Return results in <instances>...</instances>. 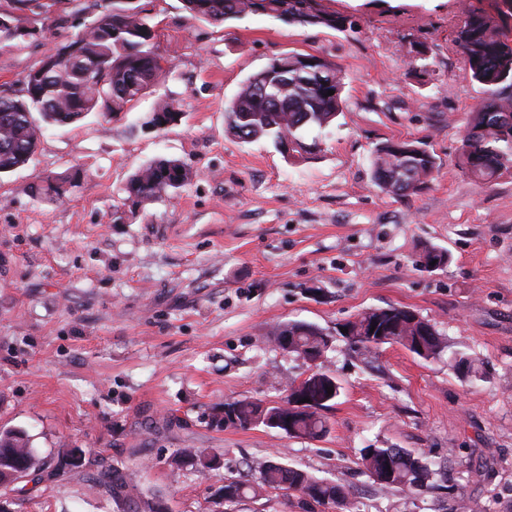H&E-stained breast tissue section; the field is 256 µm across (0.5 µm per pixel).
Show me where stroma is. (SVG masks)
<instances>
[{
    "instance_id": "obj_1",
    "label": "stroma",
    "mask_w": 512,
    "mask_h": 512,
    "mask_svg": "<svg viewBox=\"0 0 512 512\" xmlns=\"http://www.w3.org/2000/svg\"><path fill=\"white\" fill-rule=\"evenodd\" d=\"M467 0H323L355 33L249 15L214 25L183 0H152L166 84L111 118L48 128L29 163L0 176V430L24 432L41 471L0 488L6 512H127L99 481L127 463L164 512H224L225 480L271 457L353 487L359 512H512V174L483 186L459 165L470 112L483 102L453 42ZM104 0H55L30 11L35 31L0 50V90L53 44L71 39ZM285 53L340 69L343 110L297 156L226 132L242 84ZM175 101L178 121L148 124ZM423 141L437 167L427 186L386 194L371 178L376 146ZM189 178L130 209L128 178L159 159ZM70 168L59 202L31 184ZM450 259L430 271L426 248ZM407 307L445 349L424 360L384 345L364 363L335 342L323 366L340 395L326 435L309 441L262 425L223 424L225 400L280 401L308 362L285 354L275 327L329 330L369 308ZM477 355L472 383L455 353ZM397 446L442 464L435 488H384L362 449ZM83 449L81 467L59 469ZM207 448L217 468L178 461Z\"/></svg>"
}]
</instances>
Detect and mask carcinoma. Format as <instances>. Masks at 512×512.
Returning <instances> with one entry per match:
<instances>
[{
  "mask_svg": "<svg viewBox=\"0 0 512 512\" xmlns=\"http://www.w3.org/2000/svg\"><path fill=\"white\" fill-rule=\"evenodd\" d=\"M28 0H10L0 8V48L28 35L17 24L14 11ZM191 17L212 23L242 19L248 15L269 16L288 25L314 26L338 32L356 33L358 22L349 15L326 8L322 0H184ZM154 27L147 21L141 0H112V5L83 23L71 40L51 46L43 58L31 66L18 81V88L0 92V174L26 165L34 156L44 131L83 120L91 113L105 117L127 110L133 102L163 85L172 63L156 53ZM454 43L464 60L465 76L482 85L486 97L470 113L462 138L459 160L461 168L475 181L490 184L505 173H512V0H474L464 10V18L454 31ZM315 66L325 70L331 82L310 88L295 82L296 61L277 58L271 65L288 67V83L278 92L277 100L259 97L256 88L262 79L256 73L242 85L225 112L230 134L243 142L267 137L277 146L284 136L291 137L289 151L307 153L317 143L304 142L301 132L327 127L342 110V98L327 92L342 83L336 65L313 55ZM180 115L173 101L158 104L148 116L147 124L162 127ZM423 142L388 140L379 144L372 159V178L384 192L402 196L426 187L436 167L435 157L424 150L417 165L410 166L404 150ZM188 177L187 168L174 159H158L135 172L128 180V200L138 206L153 201L171 189L180 187ZM78 172L67 171L49 177L44 184L31 187L32 196L41 200L63 199L74 186ZM387 327V335L405 345L412 336L422 337L417 356L428 360L442 352L439 333L422 318L413 323L404 307L390 306L378 314ZM377 314L364 311L349 322V337L342 342L353 352L369 358L379 346L370 339V327ZM288 333L283 351L304 361L326 355L335 340L332 332L314 324L294 322L276 328L274 336ZM316 401L311 412L294 415L292 437L317 439L326 432L322 411L330 407L326 392L315 388ZM234 419L231 425L247 428L264 422L274 413L288 414L278 404L261 401L226 402ZM388 457L391 472L384 477L373 471L375 461ZM361 466L367 475L383 487L405 492H421L431 487L438 471L433 463L405 448H371L361 452ZM41 460L29 439L20 431L0 432V484L14 482L18 476L41 470ZM251 480L224 481V504L231 506L247 497L269 490L283 496H296L301 512H318V508L339 512H358L350 489L315 478L305 470L288 466L271 458L253 467ZM100 479L112 496L125 501L130 512H153L149 501H141V492L127 480L126 467L114 465L100 473Z\"/></svg>",
  "mask_w": 512,
  "mask_h": 512,
  "instance_id": "cac0c4a2",
  "label": "carcinoma"
}]
</instances>
